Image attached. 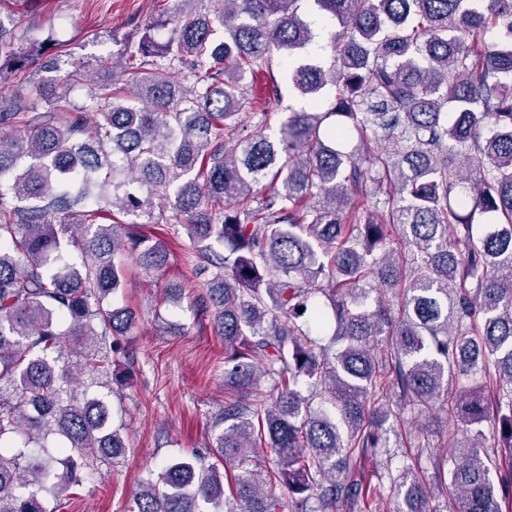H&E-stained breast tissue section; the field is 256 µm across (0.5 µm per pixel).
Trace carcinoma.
<instances>
[{"mask_svg": "<svg viewBox=\"0 0 512 512\" xmlns=\"http://www.w3.org/2000/svg\"><path fill=\"white\" fill-rule=\"evenodd\" d=\"M180 2L166 43L143 35L88 105L76 71L0 94V512H60L124 455L71 359L114 392L136 319L109 301L120 257L165 264L144 232L159 201L210 274L228 396L216 462L160 464L127 512H381L364 470L387 424L440 409L465 433L430 481L387 464L393 512H512V0H311L334 23L328 65L297 61L303 0ZM45 50L0 24V88ZM276 57L309 110L269 133L274 92L248 132L245 77Z\"/></svg>", "mask_w": 512, "mask_h": 512, "instance_id": "carcinoma-1", "label": "carcinoma"}]
</instances>
